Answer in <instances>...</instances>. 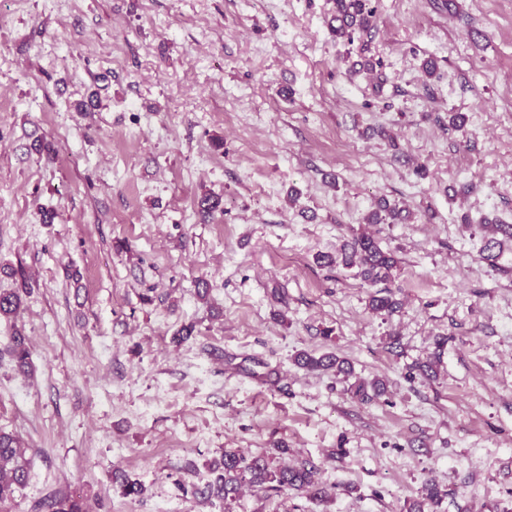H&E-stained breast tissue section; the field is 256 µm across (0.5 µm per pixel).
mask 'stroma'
I'll use <instances>...</instances> for the list:
<instances>
[{"mask_svg":"<svg viewBox=\"0 0 512 512\" xmlns=\"http://www.w3.org/2000/svg\"><path fill=\"white\" fill-rule=\"evenodd\" d=\"M371 5L350 44L333 0H0V292L30 287L0 319V349L31 347L28 372L0 358L29 461L10 512H406L429 483L434 512H512V243L485 249L512 224V0ZM363 43L383 84L348 72ZM382 198L412 219L366 225ZM366 230L399 260L390 315L316 261ZM279 445L328 501L181 491ZM295 362L302 368L309 371H333L336 374H350L351 370L345 366L347 362L339 358L335 353H324L320 356H314L309 353H299L295 357ZM87 507L81 499L69 497H51L39 503L35 512H87Z\"/></svg>","mask_w":512,"mask_h":512,"instance_id":"obj_1","label":"stroma"}]
</instances>
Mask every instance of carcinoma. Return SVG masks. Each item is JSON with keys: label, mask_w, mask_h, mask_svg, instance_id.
I'll list each match as a JSON object with an SVG mask.
<instances>
[{"label": "carcinoma", "mask_w": 512, "mask_h": 512, "mask_svg": "<svg viewBox=\"0 0 512 512\" xmlns=\"http://www.w3.org/2000/svg\"><path fill=\"white\" fill-rule=\"evenodd\" d=\"M336 14L331 18L330 30L336 38L349 43L354 42L357 34L365 33L373 26L374 11L369 7L370 0H335ZM401 217V210L390 205L387 201L379 202L376 210L366 218L368 224H396ZM493 237L485 244V249H493V245H502L512 240V224H496L492 226ZM342 263L345 267H358L357 275L369 284L387 282L394 276L398 260L389 250L380 246L379 239L367 233H360L343 245ZM370 309L377 313L391 314L400 308L401 303L388 292H376L369 297ZM22 305L19 292L0 293V318L17 315ZM447 339L439 338L435 345L437 352L429 355L416 368L426 377L436 373L439 354ZM18 368L28 366L30 348L28 338L17 331L10 337L9 344L4 350ZM295 362L309 371H333L338 374H350L346 361L336 354L324 353L314 356L303 352L295 357ZM350 393L358 399L367 402L384 392V384L378 379L359 381L349 387ZM28 460L25 448L20 440L12 434L0 429V506L14 499L16 492L24 487L28 480ZM209 470L214 478L205 489L182 488L183 494L205 495L219 497L226 501L236 500L243 489L249 488L267 495L280 494L295 490L308 499L322 502L329 497L328 488L320 481L318 469L307 462L300 464H283L269 455L246 457L235 451H226L220 460L209 464ZM442 493L437 485L431 483L421 498L408 506V512H425L428 504H439ZM35 512H87V507L81 499L69 497H51L39 503Z\"/></svg>", "instance_id": "carcinoma-1"}]
</instances>
